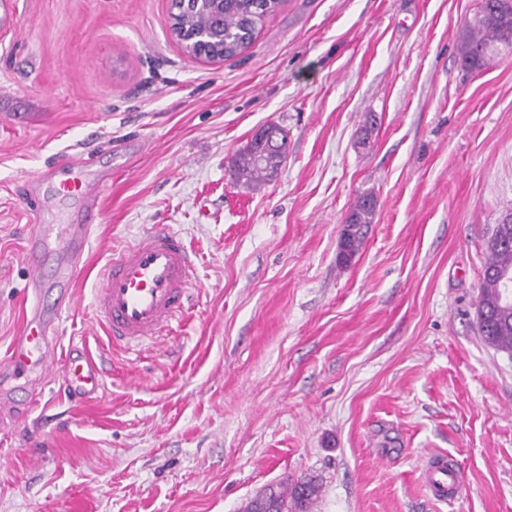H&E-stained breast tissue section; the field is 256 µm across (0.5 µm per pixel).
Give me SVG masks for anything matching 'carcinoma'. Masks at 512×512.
<instances>
[{
    "mask_svg": "<svg viewBox=\"0 0 512 512\" xmlns=\"http://www.w3.org/2000/svg\"><path fill=\"white\" fill-rule=\"evenodd\" d=\"M283 0H223V3H173L169 23L172 36L192 56L205 52L222 61L241 55L253 42L264 20L277 12ZM512 48V0H481L480 10L461 26L459 61L462 68L476 70L499 51ZM275 145L265 155L257 154L250 141L238 151L232 174L246 187H258L276 178L288 154V133L276 124L266 125ZM374 196L362 194L354 201L344 225L339 261L348 263L359 251L365 228L374 223ZM512 276V209L505 211L486 243L483 276L476 318L491 347L512 353V304L503 298L504 275ZM320 487L311 478L290 485L268 486L252 497L243 512H312Z\"/></svg>",
    "mask_w": 512,
    "mask_h": 512,
    "instance_id": "cac0c4a2",
    "label": "carcinoma"
}]
</instances>
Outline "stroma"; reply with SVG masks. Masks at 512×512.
<instances>
[{
  "mask_svg": "<svg viewBox=\"0 0 512 512\" xmlns=\"http://www.w3.org/2000/svg\"><path fill=\"white\" fill-rule=\"evenodd\" d=\"M480 0H285L237 58L187 54L170 0H0V357L24 324L29 226L75 224L62 158L100 198L57 354L105 387L34 382L0 426V512H239L310 477L312 512H512V355L477 326L485 244L512 207V50L458 62ZM374 114L368 146L358 135ZM257 188L237 151L268 122ZM376 217L352 261L357 196ZM158 225L194 262L180 320L130 353L93 295ZM464 490L435 499L430 458ZM270 135L275 136V145L269 147L264 156L258 155L255 140L247 142L238 151L233 161L232 174L237 182L246 187H258L276 178L288 154V133L276 124L266 125ZM376 202L374 196L362 194L354 201L349 217L344 225L339 261L348 263L359 251L365 236V228L374 223ZM63 379L68 395L75 401L97 397L104 389V372L84 349L72 346L64 360Z\"/></svg>",
  "mask_w": 512,
  "mask_h": 512,
  "instance_id": "obj_1",
  "label": "stroma"
}]
</instances>
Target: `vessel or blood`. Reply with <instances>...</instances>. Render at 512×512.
I'll return each instance as SVG.
<instances>
[{"mask_svg":"<svg viewBox=\"0 0 512 512\" xmlns=\"http://www.w3.org/2000/svg\"><path fill=\"white\" fill-rule=\"evenodd\" d=\"M92 227L60 224L56 229L34 225L26 245L30 294L33 302L19 336L0 360V377H47L55 366L51 332L63 311L72 309L69 292H61L53 312H46L41 292L43 256L49 239H56L68 257L59 274L66 281L77 278L79 261L89 249ZM193 264L183 239L167 227H156L135 243L113 251L95 291L102 323L114 345L131 348L169 329L181 315L188 299ZM68 395L76 401L97 397L104 389V372L85 350L71 347L63 364ZM429 486L443 488L445 499L459 497L463 484L457 473L429 476Z\"/></svg>","mask_w":512,"mask_h":512,"instance_id":"obj_1","label":"vessel or blood"}]
</instances>
